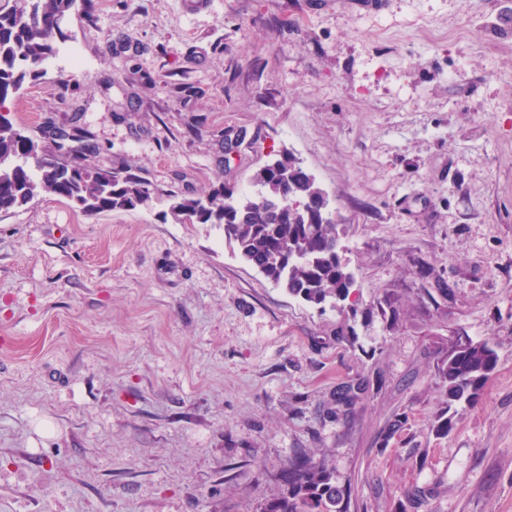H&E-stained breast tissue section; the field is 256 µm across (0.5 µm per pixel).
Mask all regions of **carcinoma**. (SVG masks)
<instances>
[{
	"label": "carcinoma",
	"mask_w": 512,
	"mask_h": 512,
	"mask_svg": "<svg viewBox=\"0 0 512 512\" xmlns=\"http://www.w3.org/2000/svg\"><path fill=\"white\" fill-rule=\"evenodd\" d=\"M77 0H0V213L19 209L43 195L67 200L85 213L134 210L149 205L162 190L131 168L103 169L89 161L96 145L88 131L73 130L68 141L43 129L38 143L15 125L2 108L16 97L24 82L54 53L53 40ZM84 164L66 166L60 158L74 148ZM301 161L290 152L259 168L254 183L269 191L289 190L302 200H316L322 189L312 177H297ZM171 217L187 224H222L247 263L261 266L265 276L289 295L320 305L346 299L353 280L336 252L339 225L325 222L315 208L292 210L288 205L246 202L223 185L192 197L167 194ZM497 365L495 351L485 342L450 343L438 359L447 407L472 405ZM366 384H346L336 403L354 404ZM290 492L273 498L265 512H342L346 491L332 483L331 473L312 456L301 453L287 476Z\"/></svg>",
	"instance_id": "cac0c4a2"
}]
</instances>
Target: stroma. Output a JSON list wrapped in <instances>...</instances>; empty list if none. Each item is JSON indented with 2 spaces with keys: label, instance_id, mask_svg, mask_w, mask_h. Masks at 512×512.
<instances>
[{
  "label": "stroma",
  "instance_id": "35a3bbf8",
  "mask_svg": "<svg viewBox=\"0 0 512 512\" xmlns=\"http://www.w3.org/2000/svg\"><path fill=\"white\" fill-rule=\"evenodd\" d=\"M512 0H89L9 101L203 196L290 151L346 228L342 308L216 224L0 216V512H264L307 453L345 512H512ZM78 49L80 63L71 60ZM497 367L447 407L450 341ZM368 381L349 409L345 382ZM449 417L447 433L433 426Z\"/></svg>",
  "mask_w": 512,
  "mask_h": 512
}]
</instances>
